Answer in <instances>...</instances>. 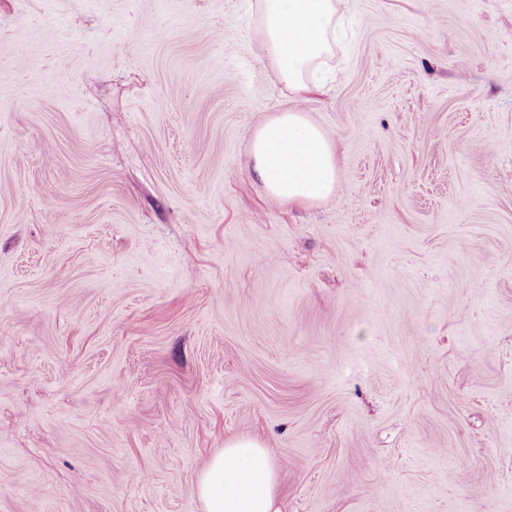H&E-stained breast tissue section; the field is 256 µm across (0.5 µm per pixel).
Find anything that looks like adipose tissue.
Here are the masks:
<instances>
[{
    "mask_svg": "<svg viewBox=\"0 0 512 512\" xmlns=\"http://www.w3.org/2000/svg\"><path fill=\"white\" fill-rule=\"evenodd\" d=\"M336 0H257L266 55L278 79L300 98L319 92L309 76L331 53ZM252 173L278 203L311 204L336 191L338 159L327 133L293 107L273 113L251 133ZM277 463L254 440L227 442L201 472L204 512H276Z\"/></svg>",
    "mask_w": 512,
    "mask_h": 512,
    "instance_id": "adipose-tissue-1",
    "label": "adipose tissue"
}]
</instances>
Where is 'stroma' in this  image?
<instances>
[{
  "mask_svg": "<svg viewBox=\"0 0 512 512\" xmlns=\"http://www.w3.org/2000/svg\"><path fill=\"white\" fill-rule=\"evenodd\" d=\"M254 2L0 0V512H204L243 438L280 512H512V0H340L304 103ZM250 141L252 173L270 200L311 204L335 193L336 148L302 109L273 113L252 131Z\"/></svg>",
  "mask_w": 512,
  "mask_h": 512,
  "instance_id": "35a3bbf8",
  "label": "stroma"
}]
</instances>
